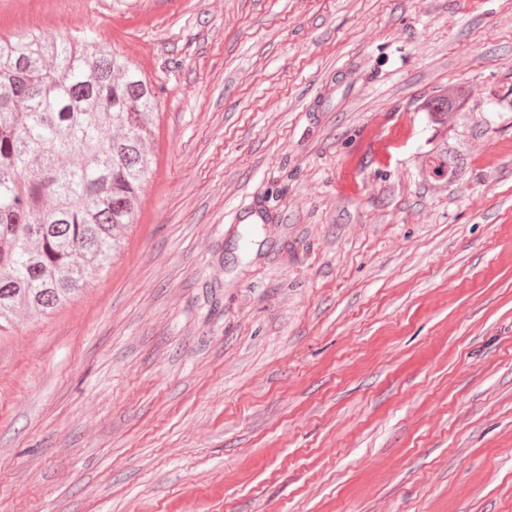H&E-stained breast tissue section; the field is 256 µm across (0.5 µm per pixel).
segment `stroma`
Returning a JSON list of instances; mask_svg holds the SVG:
<instances>
[{"mask_svg": "<svg viewBox=\"0 0 512 512\" xmlns=\"http://www.w3.org/2000/svg\"><path fill=\"white\" fill-rule=\"evenodd\" d=\"M31 31L140 66L155 163L108 271L0 332V512H512V0H0ZM469 88L463 84L448 85V91H440L422 102L430 122L445 131V135L431 145L418 160L419 179L434 190H442L448 184L462 180L464 173V152L462 134L457 125H448V120L466 112Z\"/></svg>", "mask_w": 512, "mask_h": 512, "instance_id": "obj_1", "label": "stroma"}]
</instances>
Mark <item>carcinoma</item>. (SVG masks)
<instances>
[{"label": "carcinoma", "instance_id": "obj_1", "mask_svg": "<svg viewBox=\"0 0 512 512\" xmlns=\"http://www.w3.org/2000/svg\"><path fill=\"white\" fill-rule=\"evenodd\" d=\"M469 95L452 84L422 102L445 131L417 163L434 190L462 180L448 120ZM156 104L141 70L90 38L0 39V331L21 311H55L107 267L151 168Z\"/></svg>", "mask_w": 512, "mask_h": 512}]
</instances>
